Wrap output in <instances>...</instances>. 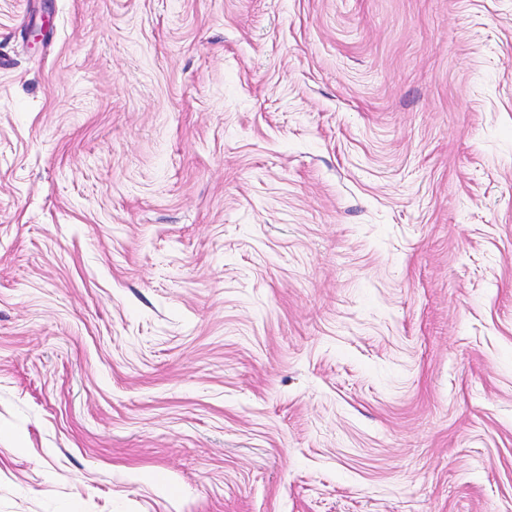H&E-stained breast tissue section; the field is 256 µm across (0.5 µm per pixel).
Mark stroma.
Wrapping results in <instances>:
<instances>
[{
  "label": "stroma",
  "instance_id": "stroma-1",
  "mask_svg": "<svg viewBox=\"0 0 512 512\" xmlns=\"http://www.w3.org/2000/svg\"><path fill=\"white\" fill-rule=\"evenodd\" d=\"M0 512H512V0H0Z\"/></svg>",
  "mask_w": 512,
  "mask_h": 512
}]
</instances>
